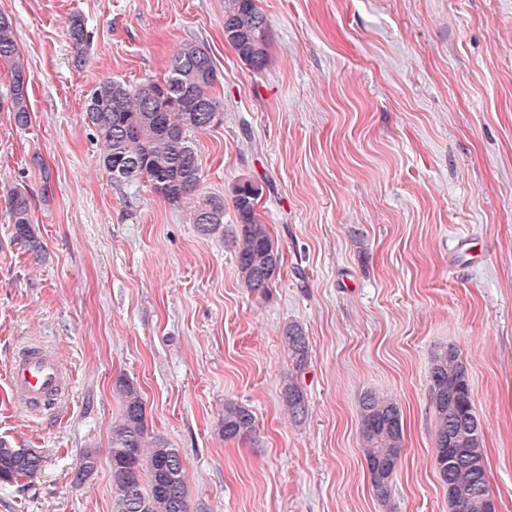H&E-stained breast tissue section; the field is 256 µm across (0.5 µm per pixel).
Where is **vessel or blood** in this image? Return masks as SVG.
Here are the masks:
<instances>
[{
  "instance_id": "vessel-or-blood-1",
  "label": "vessel or blood",
  "mask_w": 512,
  "mask_h": 512,
  "mask_svg": "<svg viewBox=\"0 0 512 512\" xmlns=\"http://www.w3.org/2000/svg\"><path fill=\"white\" fill-rule=\"evenodd\" d=\"M17 400L32 411L50 409L67 384V374L54 353L33 347L21 353L11 368Z\"/></svg>"
}]
</instances>
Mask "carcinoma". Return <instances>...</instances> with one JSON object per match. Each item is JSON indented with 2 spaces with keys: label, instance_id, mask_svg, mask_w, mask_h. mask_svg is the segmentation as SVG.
<instances>
[{
  "label": "carcinoma",
  "instance_id": "1",
  "mask_svg": "<svg viewBox=\"0 0 512 512\" xmlns=\"http://www.w3.org/2000/svg\"><path fill=\"white\" fill-rule=\"evenodd\" d=\"M71 45L82 59L88 42L84 19L69 25ZM224 36L237 55L255 69L266 66L268 24L256 0H224ZM0 64L10 71L7 96L0 99L19 126L28 124L30 73L21 58L12 19L0 13ZM217 73L209 52L193 42L179 44L170 54L163 79L131 85L109 78L87 94L85 116L100 143L99 158L117 185L144 180L171 204H181L200 183V159L194 134L224 120V101L214 91ZM260 188L249 180L231 190L236 228L231 246L244 288L266 294L280 268L281 253L258 213ZM10 209L15 238L34 254L42 252L30 215L28 195L11 193ZM192 222L210 235L224 230V198L205 196L194 205ZM282 343L295 371L304 369L308 341L303 329L290 324ZM114 390L121 403L112 424V512H190L188 491L178 449L148 430L146 403L139 385L120 375ZM429 392L435 415L434 466L448 489V512H495L483 448V424L474 409L467 367L456 347L440 348L431 360ZM288 418L302 422L307 404L301 387L288 378L282 395ZM364 459L374 495L390 497L404 440L400 407L392 398L366 391L359 402ZM257 428L251 409L232 400L224 402L220 422L226 440H243ZM41 454L25 457L0 440V482L21 476L32 478L43 467ZM97 458L86 453L74 474L82 483L96 468Z\"/></svg>",
  "mask_w": 512,
  "mask_h": 512
}]
</instances>
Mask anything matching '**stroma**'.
I'll list each match as a JSON object with an SVG mask.
<instances>
[{"label":"stroma","mask_w":512,"mask_h":512,"mask_svg":"<svg viewBox=\"0 0 512 512\" xmlns=\"http://www.w3.org/2000/svg\"><path fill=\"white\" fill-rule=\"evenodd\" d=\"M264 69L224 39V0H0L31 80L30 122L0 111V439L45 457L0 483V512H112L113 384L136 381L148 429L177 448L191 512H448L434 466L431 358L466 363L497 512H512V0H258ZM89 34L76 62L68 26ZM211 55L224 122L196 134L201 195L225 197L200 234L192 201L112 183L84 119L105 78H162L170 52ZM282 254L268 297L242 288L229 239L237 182ZM30 199L47 255L16 240ZM302 326L308 361L281 343ZM48 346L69 386L55 408L15 402L10 363ZM297 376L300 424L282 411ZM391 396L404 447L388 502L371 489L359 400ZM228 399L249 440L219 433ZM96 470L73 477L82 454ZM10 209L15 238L24 243L36 256L42 252V245L35 235L30 215L28 195L21 190L11 193ZM281 337L295 371L304 369L308 359V341L303 329L297 324H289Z\"/></svg>","instance_id":"1"}]
</instances>
